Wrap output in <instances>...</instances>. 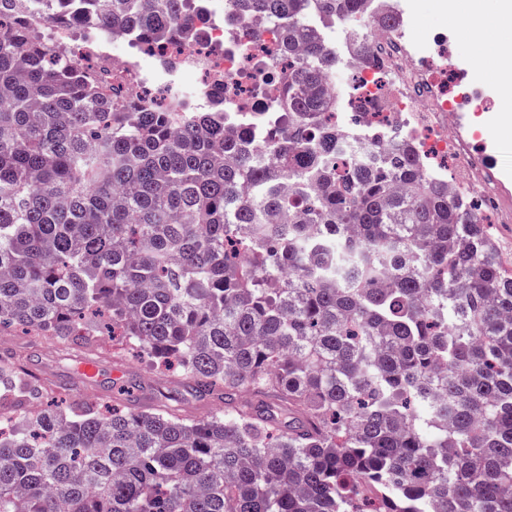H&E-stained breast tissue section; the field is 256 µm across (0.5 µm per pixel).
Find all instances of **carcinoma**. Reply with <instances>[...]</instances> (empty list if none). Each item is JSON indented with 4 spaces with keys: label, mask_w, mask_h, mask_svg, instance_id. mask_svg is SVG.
Listing matches in <instances>:
<instances>
[{
    "label": "carcinoma",
    "mask_w": 512,
    "mask_h": 512,
    "mask_svg": "<svg viewBox=\"0 0 512 512\" xmlns=\"http://www.w3.org/2000/svg\"><path fill=\"white\" fill-rule=\"evenodd\" d=\"M169 40L182 0H36ZM277 25L283 112L112 106L0 0V335L138 347L221 403L61 405L0 354V512H512V271L415 142L339 119L330 22L364 0H232ZM240 125L233 139L224 128ZM248 391L251 398L241 400Z\"/></svg>",
    "instance_id": "obj_1"
}]
</instances>
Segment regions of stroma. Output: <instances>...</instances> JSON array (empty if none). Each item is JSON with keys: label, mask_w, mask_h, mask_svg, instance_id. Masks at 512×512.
I'll return each instance as SVG.
<instances>
[{"label": "stroma", "mask_w": 512, "mask_h": 512, "mask_svg": "<svg viewBox=\"0 0 512 512\" xmlns=\"http://www.w3.org/2000/svg\"><path fill=\"white\" fill-rule=\"evenodd\" d=\"M410 4L413 18L402 28L405 37H413L421 29L428 38L447 33L449 68L464 72L470 96L487 102L486 110L473 119L475 128L486 136L512 143V130L501 126L512 116V110L502 104L500 88L490 75L492 64L482 57L472 27L447 15L442 0H410ZM3 347L14 350L46 384L67 386L71 397L77 399L88 395L111 399L117 383L122 382L133 386L135 395L143 400L162 391L176 393L178 408L192 418L205 417L215 407L214 402L190 395L182 383L153 375L148 360L137 352L122 358L111 348H103L93 359L95 375L87 377L78 353L51 346L37 334L18 332L0 338V348Z\"/></svg>", "instance_id": "1"}]
</instances>
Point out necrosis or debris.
<instances>
[{"instance_id": "obj_1", "label": "necrosis or debris", "mask_w": 512, "mask_h": 512, "mask_svg": "<svg viewBox=\"0 0 512 512\" xmlns=\"http://www.w3.org/2000/svg\"><path fill=\"white\" fill-rule=\"evenodd\" d=\"M213 16V9H206L189 32L152 45L134 32L119 40L107 28H86L75 66L105 98L134 102L141 112L157 108L154 89H176L187 73L196 77L185 98L187 106L206 109L224 101L240 112L279 111L282 101L270 90L275 72L288 68L287 61L274 59L281 50L279 30L257 16L234 24L215 23ZM371 40L383 65L378 71L362 72L360 86L347 100L349 110L363 125L413 137L429 161L454 155L459 186L484 196L487 175L471 151L468 134L448 125L453 109L450 92L463 90L464 84L446 66L447 39L433 42L432 55L441 61L436 68L420 64L415 44L396 30L376 29Z\"/></svg>"}]
</instances>
